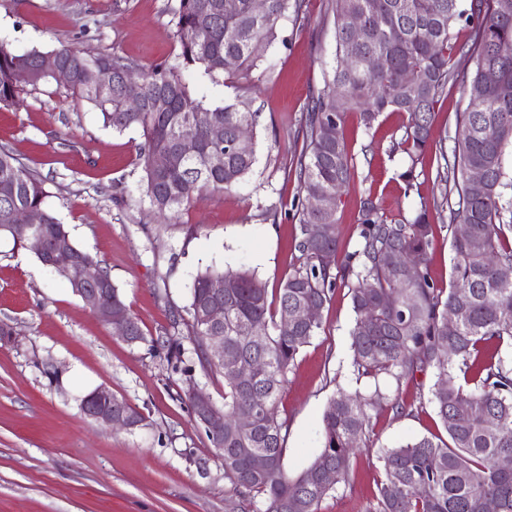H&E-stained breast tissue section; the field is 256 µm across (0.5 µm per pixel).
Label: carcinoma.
Listing matches in <instances>:
<instances>
[{
    "label": "carcinoma",
    "instance_id": "1",
    "mask_svg": "<svg viewBox=\"0 0 512 512\" xmlns=\"http://www.w3.org/2000/svg\"><path fill=\"white\" fill-rule=\"evenodd\" d=\"M305 0H268L262 14L252 0H176L172 7L178 63L142 69L140 84L128 86L123 74L135 65L113 53L89 58L73 44L54 50L69 69V96L98 110L106 126L122 132L142 130L138 148L142 176L140 198L160 216L175 215L195 195L222 194L249 175L255 148L238 152L234 141L242 127L254 129L257 113L235 104L209 107L191 96L183 70L194 68L215 81L247 79L261 51L278 38L288 13L299 15ZM335 26V65L324 88L300 118L303 145L296 159L304 198L300 202V235L296 264L286 275L275 300L265 284L247 270L197 273L190 290L188 318L173 320V333L147 339L138 319L112 282L104 262L79 248L70 232L46 205L44 181L0 149V236L24 247L29 230L20 226L27 210L43 213L38 233L46 252L41 263L65 251L91 268L89 287L109 289L108 300L127 314L131 344L150 342L166 352L174 372L189 373L184 342L192 345L201 369L224 374V433H206L212 446L224 451V478L230 488L227 512H319V504L348 481L353 449L370 433V411L387 400L381 382L400 385L427 368L437 380L433 404L445 436L418 437L386 449L380 457L383 477L377 484L373 512H512V469L497 465L512 457V361L479 362L480 351L492 344L512 343V279L501 277L512 268V176L504 164L512 145V58L497 55V45L512 43V0H330ZM470 28L466 55L472 72L451 65V30ZM42 52H16L0 40V108L19 104L22 88L15 72L36 70ZM376 58L381 67L372 70ZM99 68L112 70V86L95 81ZM461 85L468 105L457 113L453 160L436 178L453 181L458 201L450 206L451 221L467 224L471 237L452 236V267L448 289L432 281L428 266L432 225L427 209L412 220H387L370 198L361 201L359 247L341 263L329 265L326 253H337L336 189L349 186L356 167L343 136L346 117L354 112L371 128L384 112H405L408 124L400 145L409 159L402 174L406 189L428 146L434 108L448 83ZM197 111L209 115L206 126L194 123ZM222 130L215 138L211 130ZM184 139L193 141L185 154ZM165 155L164 167L154 158ZM484 168L481 192L470 188L467 173ZM322 225L321 236L309 227ZM411 257L414 274L405 277L394 254ZM351 293L355 323L350 331L356 380L374 386L369 393H338L322 416L323 448L297 477L282 465L285 452L278 396L300 351L311 343L321 322L285 321L286 313L331 299L337 281ZM224 282V292L212 284ZM398 298L391 304L388 296ZM224 304V326L207 319L208 308ZM459 312L454 332H448V309ZM224 333V363L205 356L207 336ZM256 365L249 381L239 380L237 368ZM252 411L241 427L235 418ZM266 458L262 469L253 466ZM336 471L328 483L324 472Z\"/></svg>",
    "mask_w": 512,
    "mask_h": 512
}]
</instances>
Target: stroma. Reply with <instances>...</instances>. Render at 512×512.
<instances>
[{
  "mask_svg": "<svg viewBox=\"0 0 512 512\" xmlns=\"http://www.w3.org/2000/svg\"><path fill=\"white\" fill-rule=\"evenodd\" d=\"M170 0H0V39L19 52L44 53L80 43L148 67L176 62L179 46ZM250 80L234 89L200 72H186L193 97L206 105L246 102L258 114L256 164L230 192L204 193L163 223L138 198L137 150L142 131H113L101 114L72 101L56 84L28 90L19 108L0 109V146L45 182L47 203L75 243L104 260L146 343L132 345L100 322L66 278L50 273L28 249L0 238V512H225L229 483L224 456L192 419L185 400L198 388L224 402V377L185 358L191 373L173 372L148 341L169 330L172 313L186 310L196 274L206 268L248 270L276 291L296 262L302 197L294 174L298 119L324 86L335 59L328 0H306L303 14L282 25ZM466 100L449 86L436 106L429 145L412 183L401 174L408 157L397 150L407 124L402 112L383 113L372 128L349 114L344 136L357 176L338 204V256L357 249L359 209L370 197L392 220L431 209L429 273L437 287L450 281L449 210L456 190L436 181L441 149H453L455 115ZM128 204L116 205L117 193ZM351 295L337 284L320 312L322 324L298 355L279 398L285 427L283 468L301 473L323 446L322 414L337 391L357 387L351 367ZM434 370L388 382L390 404L371 413L372 431L350 456V477L327 496L320 512H371L384 450L442 434L432 404H420ZM103 386L145 417L129 431L101 425L81 411L82 397Z\"/></svg>",
  "mask_w": 512,
  "mask_h": 512,
  "instance_id": "obj_1",
  "label": "stroma"
}]
</instances>
